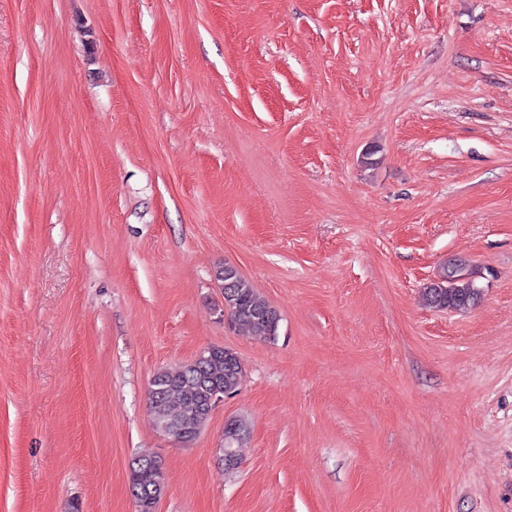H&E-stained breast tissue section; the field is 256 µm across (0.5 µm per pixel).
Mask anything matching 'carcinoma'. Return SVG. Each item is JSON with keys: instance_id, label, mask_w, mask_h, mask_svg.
<instances>
[{"instance_id": "cac0c4a2", "label": "carcinoma", "mask_w": 512, "mask_h": 512, "mask_svg": "<svg viewBox=\"0 0 512 512\" xmlns=\"http://www.w3.org/2000/svg\"><path fill=\"white\" fill-rule=\"evenodd\" d=\"M224 269V300L232 323L259 339H267L277 332L278 311L261 296L231 265ZM480 288L475 272L455 260L444 268L439 281L431 283L422 292L425 304L438 309L467 311L476 306ZM241 362L236 353L216 352L191 370L183 365L175 370H162L152 379L148 399L156 422L185 414L191 406L207 402L208 386L216 385L231 395L241 385ZM132 495L142 503V512H152L157 489L165 488V479L159 462L140 458L132 463L129 474Z\"/></svg>"}]
</instances>
